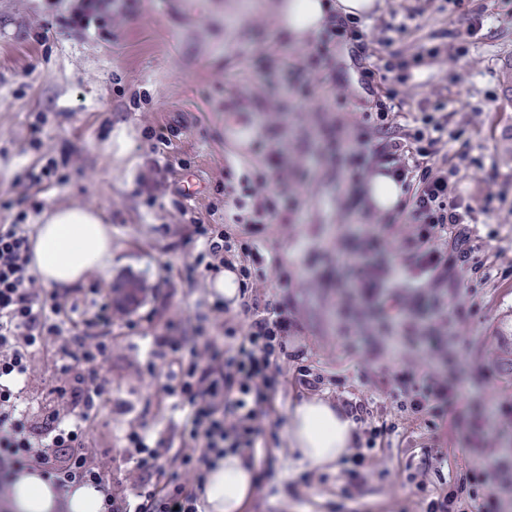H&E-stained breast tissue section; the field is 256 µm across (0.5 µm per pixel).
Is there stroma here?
<instances>
[{"label": "stroma", "mask_w": 512, "mask_h": 512, "mask_svg": "<svg viewBox=\"0 0 512 512\" xmlns=\"http://www.w3.org/2000/svg\"><path fill=\"white\" fill-rule=\"evenodd\" d=\"M225 2L105 0L86 36L64 26L59 0H0V223L32 222L61 204L90 207L112 228V265L83 288H146L112 310V351L100 371L109 395L89 432L90 451L112 453L113 496L142 476L127 458L128 433L154 444L172 424L168 361L151 357L152 337L174 324L189 340L229 346L252 319L240 304L217 309L194 232L231 224L234 200L249 188L287 205L253 227L281 267L253 269L246 297L287 303L299 356L280 361L278 422L265 424L253 452L260 484L245 512H425L444 473L484 478L462 493L460 512H512V370L496 334L512 321V22L484 17L472 30L490 0H466L462 11L445 0H386L362 26L371 51L362 59L350 44L322 56L317 42L297 45L264 0H235L229 13ZM404 18L408 29L388 35ZM424 44L442 52L408 82L369 84L375 57L411 56ZM384 89L395 93L388 122L397 136L439 101L449 129L462 132L428 159L455 166L450 185L474 208L472 223L430 242L447 253L458 234L468 237L469 257L441 310L405 273L414 252L408 216L390 224L347 204L360 186L342 172L334 142L360 128L375 133L370 115ZM160 129L162 146L152 137ZM264 149L275 167L263 164ZM51 159L64 183L32 185L27 170ZM349 252L389 269L387 293L402 300L412 341L378 332L375 304L340 260ZM62 364L58 343L34 352L24 388L31 409H65L52 394L68 381ZM302 365L321 376L315 391L361 400L367 425L395 427L382 446L359 444L368 468L353 498L342 495L341 470L288 459V410L312 391L296 380ZM402 371L448 383L453 400L441 414H412L395 381Z\"/></svg>", "instance_id": "35a3bbf8"}]
</instances>
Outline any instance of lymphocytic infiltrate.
<instances>
[{
    "label": "lymphocytic infiltrate",
    "instance_id": "f902f5d3",
    "mask_svg": "<svg viewBox=\"0 0 512 512\" xmlns=\"http://www.w3.org/2000/svg\"><path fill=\"white\" fill-rule=\"evenodd\" d=\"M411 142L383 135L369 145L364 134L337 141L336 151L351 174L366 165L386 167L399 177L409 198L404 202L415 226L417 252L409 270L414 279L434 288L448 281V264L468 256L466 237H457L451 256L430 248L431 239L449 224H466L472 207L450 195L447 170L426 162L448 132L447 122L422 113ZM30 236L19 222L0 224V490L23 471L34 468L58 494L91 484L104 495L105 512H199L206 474L216 459L253 450L260 434L258 411L270 405L277 384L273 368L287 357L286 341L294 329L287 307L264 308L236 347L213 342L186 347L181 337L166 333L152 339V354H171L164 392L174 397L180 413L182 441L192 450L176 449L162 457L145 436H128L130 456L137 467L153 468L159 460L192 473L193 484L139 482L122 498L112 495V466L89 455L87 432L105 393L98 368L112 349L105 330L112 325V306L101 297L90 300L91 314L65 324L58 303L39 299L37 278L30 267ZM73 335L62 347L63 369L69 379L57 388L70 405L69 414L50 405L31 411L13 388L26 375L32 353L65 329ZM401 391L410 393L413 412L440 413L452 389L428 380L417 382L407 373L397 376Z\"/></svg>",
    "mask_w": 512,
    "mask_h": 512
}]
</instances>
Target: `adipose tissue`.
Returning a JSON list of instances; mask_svg holds the SVG:
<instances>
[{
  "mask_svg": "<svg viewBox=\"0 0 512 512\" xmlns=\"http://www.w3.org/2000/svg\"><path fill=\"white\" fill-rule=\"evenodd\" d=\"M382 6L383 0H267L278 24L299 44L323 30L329 10L365 19L378 14ZM404 197L401 185L385 174L375 171L364 180L363 205L373 216L397 212ZM30 240L32 266L51 288L73 286L112 265V228L85 206L73 204L43 213ZM354 431V421L341 416L333 401L321 395L301 399L288 413V448L300 465L335 464L350 453ZM258 484L254 468L239 456H225L207 474L205 512H243ZM103 500V493L90 486L59 496L35 471L18 475L5 497L8 512H105Z\"/></svg>",
  "mask_w": 512,
  "mask_h": 512,
  "instance_id": "adipose-tissue-1",
  "label": "adipose tissue"
}]
</instances>
